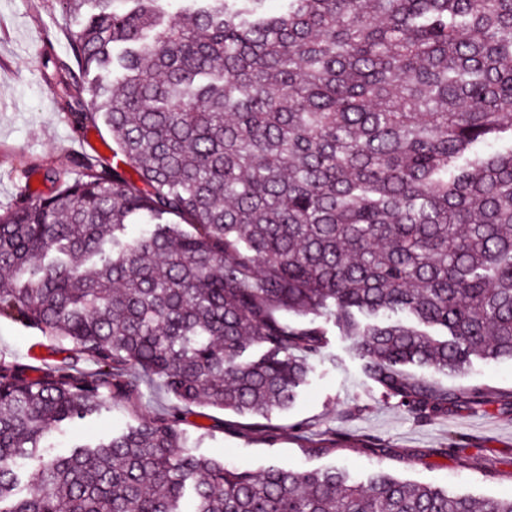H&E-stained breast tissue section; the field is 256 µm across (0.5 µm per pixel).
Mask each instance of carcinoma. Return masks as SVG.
Wrapping results in <instances>:
<instances>
[{
  "instance_id": "1",
  "label": "carcinoma",
  "mask_w": 512,
  "mask_h": 512,
  "mask_svg": "<svg viewBox=\"0 0 512 512\" xmlns=\"http://www.w3.org/2000/svg\"><path fill=\"white\" fill-rule=\"evenodd\" d=\"M58 3L96 9L64 94L112 161L0 214V319L60 355L0 357V512H512L383 472L229 467L185 428L203 400L276 441L327 322L417 420L486 411L488 390L410 368L512 360V0ZM142 375L174 405L51 448Z\"/></svg>"
}]
</instances>
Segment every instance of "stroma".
Here are the masks:
<instances>
[{"label": "stroma", "mask_w": 512, "mask_h": 512, "mask_svg": "<svg viewBox=\"0 0 512 512\" xmlns=\"http://www.w3.org/2000/svg\"><path fill=\"white\" fill-rule=\"evenodd\" d=\"M79 25L60 14L55 0H0L1 213L14 207L24 189L49 192L47 168L70 171L80 156L111 155L108 130L99 125L74 133L61 105V82L78 68L68 36ZM326 340L293 407L272 420L281 429L277 442L250 429L248 419L200 404L186 425L197 440V454L252 471L271 464L301 470L336 466L360 481L382 467L451 493L512 498V407L499 403L512 394L511 360H472L462 379L434 374V381L449 389L462 383L489 388L495 401L483 412L461 410L420 422L382 397L336 327H329ZM50 355L38 331L0 320V357L39 366ZM141 392L138 406L114 405L110 414L82 427L81 435L138 423L171 404L152 382H142ZM298 424L306 425L305 435L295 433ZM329 430L345 435L346 447L324 454L303 451V436ZM453 441L461 443V451L441 454Z\"/></svg>", "instance_id": "stroma-1"}]
</instances>
